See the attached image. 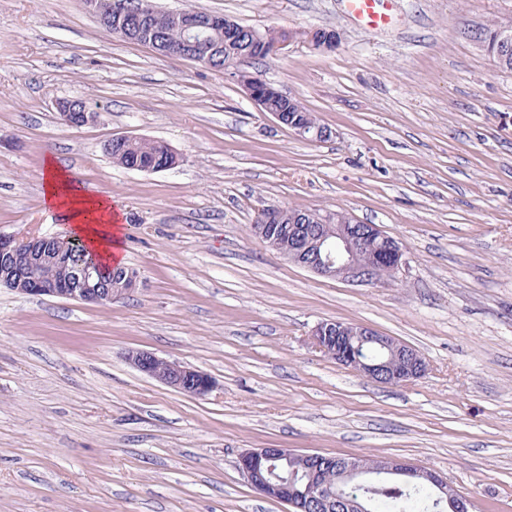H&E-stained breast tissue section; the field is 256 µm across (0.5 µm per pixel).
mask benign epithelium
Here are the masks:
<instances>
[{"label": "benign epithelium", "instance_id": "7a95c632", "mask_svg": "<svg viewBox=\"0 0 512 512\" xmlns=\"http://www.w3.org/2000/svg\"><path fill=\"white\" fill-rule=\"evenodd\" d=\"M84 4L100 19L115 18V23L128 33L127 40L133 43L148 37L150 18L157 12L154 0H138L135 18L130 21L121 13L110 14L107 0H84ZM181 17L185 19L184 43L190 61L209 65V59L199 52L198 40L201 30L207 27L223 30L229 47L242 41L244 29L232 19L216 16L205 25L185 12ZM249 33L267 57L280 54L291 40L289 36H266L253 29ZM338 40V34L332 30L309 36L314 47L327 50L336 47ZM510 55L511 25L501 27L497 34V57ZM238 78L248 97L260 110H265L266 99L277 89L242 71L238 72ZM58 115L62 124L75 128L98 118L88 106L75 109L67 100L58 103ZM271 116L307 141L322 142L334 135L330 127L312 122L306 113L295 111V102L291 100ZM261 213V223L251 225L252 235L268 249L319 276L365 284L394 281L407 264L403 245L376 224H364L337 212L320 214L305 208L289 214L282 207H268L261 209ZM70 257L68 239L58 235L17 237L0 233V286L13 288L25 282V291L30 295L95 305L110 304L138 286L135 278L126 288L112 287L109 269L92 254L79 263ZM311 338L325 356L380 384L405 385L428 371L425 358L416 349L365 325L321 321L312 330ZM127 360L140 372L188 396L205 397L214 388L208 374L147 350L131 349ZM293 458L301 460L299 481L273 470L272 463L286 467ZM239 468L255 491L287 504L290 512H366V492L370 489L367 479L376 475L429 484L436 502L448 503L449 512H471L473 507L467 496L448 485L436 472L390 456H376L367 463L356 457L253 448L240 456Z\"/></svg>", "mask_w": 512, "mask_h": 512}]
</instances>
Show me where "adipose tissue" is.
Here are the masks:
<instances>
[{"instance_id": "1", "label": "adipose tissue", "mask_w": 512, "mask_h": 512, "mask_svg": "<svg viewBox=\"0 0 512 512\" xmlns=\"http://www.w3.org/2000/svg\"><path fill=\"white\" fill-rule=\"evenodd\" d=\"M43 178L47 205L64 213L62 234L82 241L104 265L121 264L123 226L111 197L87 193L51 158Z\"/></svg>"}]
</instances>
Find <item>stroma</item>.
Instances as JSON below:
<instances>
[{
	"instance_id": "stroma-1",
	"label": "stroma",
	"mask_w": 512,
	"mask_h": 512,
	"mask_svg": "<svg viewBox=\"0 0 512 512\" xmlns=\"http://www.w3.org/2000/svg\"><path fill=\"white\" fill-rule=\"evenodd\" d=\"M156 3L295 32L253 68L334 135L297 138L232 70L113 37L82 0H0V232L59 231L50 155L123 211L140 275L106 306L0 287V512H288L238 467L264 447L397 457L473 512H512V72L476 37L512 25V0H393L378 30L343 0ZM318 28L335 48L305 39ZM76 97L98 121H58ZM118 136L180 162L118 167ZM267 206L349 212L408 265L377 285L314 275L252 236ZM326 319L411 345L427 374L387 386L337 365L311 340ZM131 349L215 387L169 389ZM126 358L140 372L179 393L205 397L214 388V381L208 374L179 362L160 358L153 352L131 349Z\"/></svg>"
}]
</instances>
